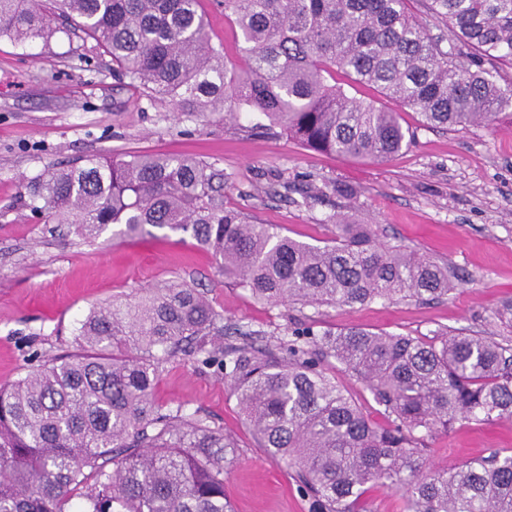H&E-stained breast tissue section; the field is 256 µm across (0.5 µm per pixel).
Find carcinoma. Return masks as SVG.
Wrapping results in <instances>:
<instances>
[{"instance_id":"1","label":"carcinoma","mask_w":512,"mask_h":512,"mask_svg":"<svg viewBox=\"0 0 512 512\" xmlns=\"http://www.w3.org/2000/svg\"><path fill=\"white\" fill-rule=\"evenodd\" d=\"M410 0H224L241 38L213 46L199 0H0V37L34 43L72 19L146 97L176 112L259 115L302 146L382 162L408 148L400 113L348 92L376 87L434 128L478 125L512 108V0H429L451 32H427ZM35 211L84 241L109 225L187 234L224 280L269 304L342 306L442 299L459 272L369 224L334 221L312 246L224 207V175L191 157L127 155L31 182ZM492 320L512 329V299ZM78 351L0 385V512H233L224 479L236 445L197 413L164 412L153 393L179 354L216 366L260 447L291 468L310 512H376L367 493H399L403 512H512V453L450 471L428 440L458 420L512 417V337L439 329L429 336L293 321L274 341L223 323L186 282L92 307ZM335 360L389 418L375 425L331 378ZM93 484H88L89 479Z\"/></svg>"}]
</instances>
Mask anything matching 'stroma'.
Listing matches in <instances>:
<instances>
[{"instance_id": "stroma-1", "label": "stroma", "mask_w": 512, "mask_h": 512, "mask_svg": "<svg viewBox=\"0 0 512 512\" xmlns=\"http://www.w3.org/2000/svg\"><path fill=\"white\" fill-rule=\"evenodd\" d=\"M414 133L383 162L307 149L220 112H176L151 103L109 57L70 29L20 45L0 38V384L56 354L76 351L88 310L184 280L207 293L225 322L266 337L289 319L321 328L359 326L423 336L438 328L501 335L490 316L512 299V114L443 130L401 112ZM193 157L224 173V204L298 241L323 245L349 215L384 242L402 243L453 266L464 280L447 298L365 306L294 308L258 302L225 283L214 257L165 229L130 238L112 224L92 242L32 212L29 185L47 171L97 155ZM353 189L350 197L340 188ZM164 410L206 417L237 444L224 482L234 512H309L283 462L269 457L216 368L189 356L164 363L154 392ZM448 468L512 448V419L460 421L429 442Z\"/></svg>"}]
</instances>
